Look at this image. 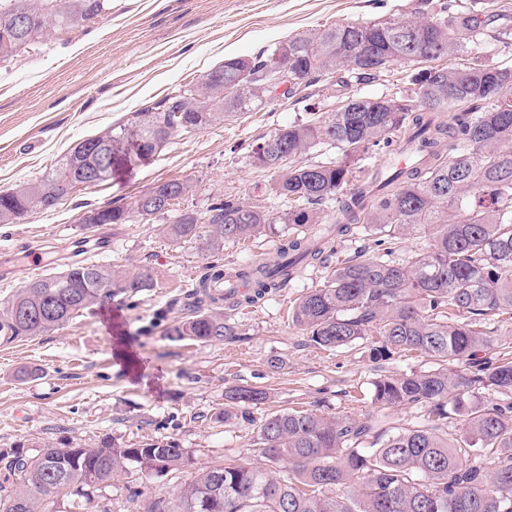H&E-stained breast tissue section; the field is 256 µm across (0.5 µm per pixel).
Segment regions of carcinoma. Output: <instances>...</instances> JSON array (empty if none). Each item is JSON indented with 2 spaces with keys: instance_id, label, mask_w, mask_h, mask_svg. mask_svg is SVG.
Listing matches in <instances>:
<instances>
[{
  "instance_id": "carcinoma-1",
  "label": "carcinoma",
  "mask_w": 512,
  "mask_h": 512,
  "mask_svg": "<svg viewBox=\"0 0 512 512\" xmlns=\"http://www.w3.org/2000/svg\"><path fill=\"white\" fill-rule=\"evenodd\" d=\"M432 19L391 18L343 24L295 35L255 57H231L183 90L134 112L140 153L161 151L170 139L251 111L273 99L277 55L288 45L303 76L288 81L294 95L324 74L344 72L360 80L387 66H412L414 55L433 60L466 52L490 25L481 0L460 7L431 0ZM109 9V0H0V30L17 17L29 21L26 36L0 57L28 44L47 27H71ZM400 97H351L336 112L275 130L253 151L256 166L278 173L275 189L287 208L274 217L265 208L226 197L208 205L206 225L182 211L164 232L175 241L205 238L218 254L226 244L263 234L285 235L279 261L247 267L251 290L227 298L253 306L284 287L294 271L323 258L309 244L307 225L317 206L336 200L345 223L336 234L365 232L379 250L343 260L324 283L296 301L292 321L310 342L336 350L368 343L369 357L386 361L414 350L430 369L379 374L371 402L381 413L366 420L326 417L313 410H280L259 428L258 452L270 463H224L200 469L170 501H150L146 512H512V359L480 356L492 336L481 329L489 316L512 317V68H492L477 57L461 70L421 69L410 74ZM468 109L446 122L437 114L451 104ZM120 125L76 145L39 181L0 191V224L55 206L72 190L97 185L112 168L87 180L83 170L111 158L123 137ZM448 139V155L440 153ZM319 145L336 161L305 164L299 158ZM357 188L348 190L350 163L372 156ZM193 189L190 181L155 183L129 207L105 206L98 224H126L129 217H165ZM430 235L425 252L392 256L385 237ZM152 286L144 273L110 265L74 263L25 282L0 310V339L38 336L80 311L112 300L115 290L137 294ZM169 329L173 338L222 341L235 335L221 299ZM505 399H500V396ZM268 399L259 389L224 393V420ZM416 408L410 428L389 422L390 410ZM462 418L448 432V417ZM372 440L371 446L363 443ZM189 462L172 442L45 446L31 454L18 444L0 451V512H57V496L89 497L88 473L108 482L130 464L147 472L179 470ZM284 462L286 466L276 468Z\"/></svg>"
}]
</instances>
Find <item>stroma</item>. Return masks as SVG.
Masks as SVG:
<instances>
[{"label":"stroma","mask_w":512,"mask_h":512,"mask_svg":"<svg viewBox=\"0 0 512 512\" xmlns=\"http://www.w3.org/2000/svg\"><path fill=\"white\" fill-rule=\"evenodd\" d=\"M421 0H110L101 16L35 37L0 59V191L43 177L84 138L127 123L151 102L178 94L225 58L252 57L279 41L338 24L380 17L402 19ZM495 14L478 54L491 67H512V0H492ZM410 67L393 64L370 79L339 86L320 77L291 98H278L224 123L174 136L164 149L136 156L113 150L112 176L74 191L55 207L0 224V306L29 275L18 247L48 242L46 263H72L78 242L97 225L88 211L128 205L157 180L188 179L194 190L184 207L205 212L208 200L227 194L280 214L275 173L258 168L252 150L283 125L310 113H331L352 95L389 96L404 87ZM163 221L132 220L109 226L111 247L89 246L82 258L127 271H144L154 286L80 313L44 335L0 341V449L24 444L94 445L173 441L191 462L179 471L147 474L138 467L98 486L90 504L68 512H144L155 498L173 496L204 466L259 461L255 446L263 421L281 409H315L362 420L376 414L370 382L380 373L429 369L426 357L403 351L383 364L364 345L324 350L295 327L294 300L327 275L303 270L288 287L252 307H225L235 334L221 342L174 340L167 330L199 309L196 287L209 262L239 266L276 259L273 234L225 246L212 256L199 240L167 238ZM130 362L119 358V351ZM24 367L37 377L18 380ZM247 386L268 401L229 421L217 413L224 392Z\"/></svg>","instance_id":"stroma-1"}]
</instances>
